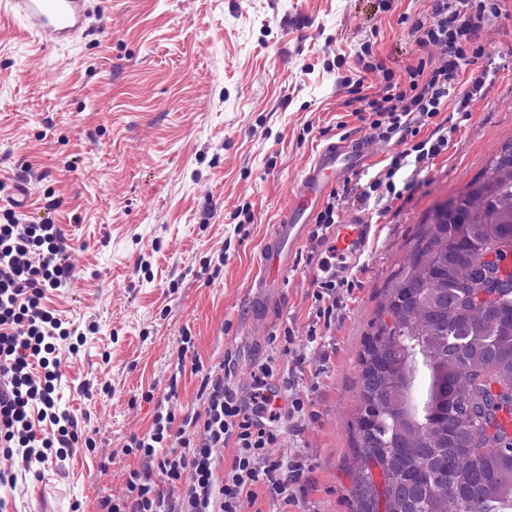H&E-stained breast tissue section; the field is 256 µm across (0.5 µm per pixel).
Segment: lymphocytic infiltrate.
Instances as JSON below:
<instances>
[{
	"mask_svg": "<svg viewBox=\"0 0 512 512\" xmlns=\"http://www.w3.org/2000/svg\"><path fill=\"white\" fill-rule=\"evenodd\" d=\"M500 13L499 0H433L429 17L418 21L411 34L421 47L439 48L447 61L428 72L420 66L409 70L405 82L388 80L382 94L364 98L363 109L373 116L367 125L370 136L407 141L414 113L440 112L451 80L469 59L481 22ZM70 273L58 225L0 224V453L20 456L25 472L33 474L46 463L64 461L68 448L79 441L73 417L57 403L59 372L48 367L57 341L68 339L71 331L43 304L46 291L63 287ZM37 365L44 367V375L34 373ZM266 383L257 378L245 400L216 379L204 413L187 416L181 426L180 454L158 456L173 417L157 416L152 432L132 443L145 458L157 460L167 487L132 473L127 495L104 501L107 512H240L243 494L260 483L273 494H285L288 479L279 465L257 464L276 439L272 422L277 414ZM45 421L53 431L37 437L34 427ZM199 428L205 438L191 444L190 436ZM230 439L240 454L219 481L216 456Z\"/></svg>",
	"mask_w": 512,
	"mask_h": 512,
	"instance_id": "1",
	"label": "lymphocytic infiltrate"
}]
</instances>
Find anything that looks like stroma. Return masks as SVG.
Returning a JSON list of instances; mask_svg holds the SVG:
<instances>
[{"label":"stroma","instance_id":"1","mask_svg":"<svg viewBox=\"0 0 512 512\" xmlns=\"http://www.w3.org/2000/svg\"><path fill=\"white\" fill-rule=\"evenodd\" d=\"M431 4L102 0L86 30L53 48L0 13V222L47 220L66 239L72 276L44 304L74 331L55 356L80 438L62 465L0 491L8 512H101L134 472L165 485L132 437L158 413L177 429L203 412L207 377L249 397L265 365L283 402H303L266 457L304 473L284 499L253 486L241 512H352L358 354L426 214L512 138V0L482 23L480 54L441 112L413 117L416 140L438 131L447 148L399 170L400 194L387 198L367 186L403 146L374 139L334 187L338 217L372 224L345 284L313 280L324 240L311 236L265 316L252 285L293 181L325 144L367 134L348 80L376 96L387 78L440 63L411 35ZM480 73L484 93L459 111Z\"/></svg>","mask_w":512,"mask_h":512}]
</instances>
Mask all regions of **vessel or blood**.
<instances>
[{"label": "vessel or blood", "mask_w": 512, "mask_h": 512, "mask_svg": "<svg viewBox=\"0 0 512 512\" xmlns=\"http://www.w3.org/2000/svg\"><path fill=\"white\" fill-rule=\"evenodd\" d=\"M0 9L20 15L48 46L70 40L90 17L86 0H0ZM369 146L364 137L328 143L294 182L290 204L264 245L263 274L255 285L258 313L276 304L289 261L309 237L321 202L346 175L362 167ZM371 229L368 220L355 213L333 225L326 240L329 258L317 261L313 278L320 283L343 279L361 256Z\"/></svg>", "instance_id": "obj_1"}]
</instances>
